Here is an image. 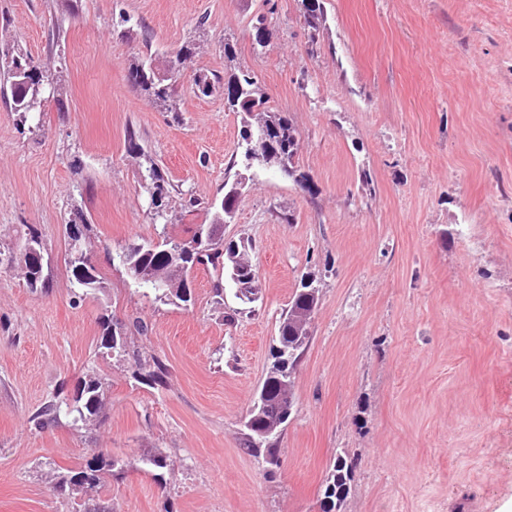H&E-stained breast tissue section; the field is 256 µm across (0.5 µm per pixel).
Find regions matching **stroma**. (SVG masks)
Here are the masks:
<instances>
[{"label":"stroma","mask_w":512,"mask_h":512,"mask_svg":"<svg viewBox=\"0 0 512 512\" xmlns=\"http://www.w3.org/2000/svg\"><path fill=\"white\" fill-rule=\"evenodd\" d=\"M323 7L313 44L302 0H0V46L60 78L37 123L0 95V242L33 225L52 270L34 291L0 264V512H321L342 452L345 512H512V0ZM184 48L169 112L130 73ZM238 70L296 128L311 189L231 166L244 116L194 78ZM149 165L169 191L162 219L142 187ZM240 174L224 237L258 268L255 303L229 286L216 296L205 267L190 303L162 302L110 263L128 244L191 235ZM78 212L104 281L80 301L65 264ZM307 277L320 300L270 472L244 452L243 421ZM104 312L150 330L100 353ZM155 357L168 374L149 387L136 364ZM93 374L105 417L34 428L60 383ZM94 448L122 470L97 493L56 492L55 467ZM157 453L170 462L158 479L142 464Z\"/></svg>","instance_id":"stroma-1"}]
</instances>
